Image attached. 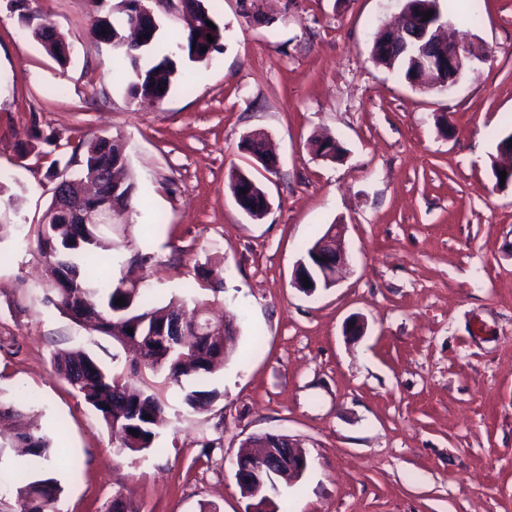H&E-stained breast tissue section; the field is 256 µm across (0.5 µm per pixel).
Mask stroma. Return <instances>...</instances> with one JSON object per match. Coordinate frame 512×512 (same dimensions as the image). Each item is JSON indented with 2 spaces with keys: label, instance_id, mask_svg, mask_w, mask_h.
I'll return each instance as SVG.
<instances>
[{
  "label": "stroma",
  "instance_id": "obj_1",
  "mask_svg": "<svg viewBox=\"0 0 512 512\" xmlns=\"http://www.w3.org/2000/svg\"><path fill=\"white\" fill-rule=\"evenodd\" d=\"M117 0H0V394L31 409L57 448L48 472L63 512H245L234 477L248 438L297 439L308 466L279 485V512H512V0H439L447 31L478 45L453 91L412 87L371 58L405 0H208L224 29L155 110L127 92L126 67L95 31ZM52 23L58 63L31 29ZM452 126L443 133L438 116ZM264 131L275 171L256 170L247 134ZM328 134L336 161L309 141ZM122 137L136 184L113 227L112 278L145 280L155 302L200 289L239 334L192 411L167 386L166 424L146 455L118 453L102 419L54 372L55 348L107 367L128 353L43 303L49 283L23 225L39 223L78 141ZM255 172L271 209L251 220L229 173ZM343 227L349 269L306 295V247ZM150 255L129 266L133 252ZM221 267L223 289L205 276ZM363 319V336L346 324ZM31 35L34 39H36L43 49L48 53L51 57L56 59L59 62L61 61L59 58H63L66 60L69 55V47L66 41L59 43L56 47L57 58L54 54V46L57 42L64 39V36L61 33H58L56 30H53L50 34H43L42 32H36L33 28L31 29Z\"/></svg>",
  "mask_w": 512,
  "mask_h": 512
}]
</instances>
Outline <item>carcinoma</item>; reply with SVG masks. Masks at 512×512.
Masks as SVG:
<instances>
[{"label": "carcinoma", "instance_id": "cac0c4a2", "mask_svg": "<svg viewBox=\"0 0 512 512\" xmlns=\"http://www.w3.org/2000/svg\"><path fill=\"white\" fill-rule=\"evenodd\" d=\"M192 21L187 32L172 40L167 51L154 52L160 25L158 19L144 17L141 26L149 29L147 43L137 48L122 41L123 29L133 18L128 12L125 0H119L118 13L123 15L119 22L105 16L100 23L108 30L112 48L120 52L127 62L131 78L128 94L136 102L155 99L162 101L171 88L172 79L178 71L177 60L185 55L194 62L206 61L211 53L219 49L222 39L221 28L212 29L207 22L212 16L205 0L187 2ZM49 55H54V46L64 39L57 31L49 34L31 31ZM214 41H208V37ZM405 34L377 32L372 45L373 61L393 71L408 84H414L418 77L416 65L402 52L401 44ZM206 51H201L202 47ZM82 152L81 168L72 177L71 194L82 191L81 182L99 161L117 169L125 168L127 157L124 145L110 135L96 136L82 140L74 148ZM229 187L232 194L244 190L252 200L261 199L264 189L250 180V173L240 169L231 171ZM135 187L122 182L114 200L125 211L131 210ZM27 236L33 238L37 252L46 260L53 280L47 300L62 315L83 325L91 332L107 335L121 344L132 343L139 348L138 357L131 360L127 371L112 373L87 353L57 348L52 353V362L57 374L91 406L111 432L115 447L123 452L145 455L151 449L159 434V426L165 414V404L159 393L148 388L135 386L144 375L161 374L162 384H172L184 390L183 402L196 409L212 402L218 393L214 390H198L195 385L214 371L224 367V337L211 336L205 332L196 334L188 329V344L183 351H171L161 339L151 335L153 324L164 320L184 307L188 301L194 303V310L200 311L197 322L203 327L207 320L204 304L195 296V289L188 288L181 298L169 301L164 307L153 303L151 294L139 281L113 282L103 278L95 268L88 265L92 258L99 264L112 262L114 243L112 238L96 233L82 236L77 224H62L54 213V204H49L38 224L29 229ZM121 298L125 304L119 306L115 300ZM133 333H128V329ZM28 399H14L5 402L0 399V415H9L22 421L14 435L11 446L21 449L25 463L20 471V486L16 488L18 512H58L57 503L63 493L61 483L50 476L44 463L55 451L51 438L23 420ZM138 435H133L130 430ZM247 500L246 512H278L274 497L278 489L268 486L255 494L247 487H239Z\"/></svg>", "mask_w": 512, "mask_h": 512}]
</instances>
